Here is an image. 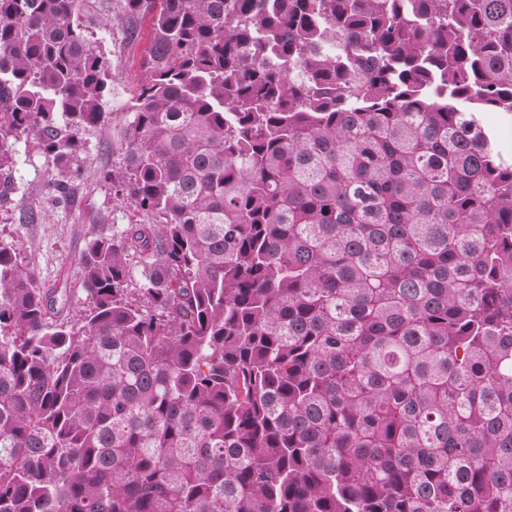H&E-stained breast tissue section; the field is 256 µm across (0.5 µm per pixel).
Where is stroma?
<instances>
[{
	"instance_id": "1",
	"label": "stroma",
	"mask_w": 512,
	"mask_h": 512,
	"mask_svg": "<svg viewBox=\"0 0 512 512\" xmlns=\"http://www.w3.org/2000/svg\"><path fill=\"white\" fill-rule=\"evenodd\" d=\"M89 41L112 63L111 82L105 109L120 111L150 76L149 48L154 39L151 16L126 21L115 0H88L81 17ZM134 36H127V26ZM82 149L69 162L45 157L36 141L19 139L9 166L0 169V185L11 192L0 200V237L12 241L30 259L42 287L58 288L64 280H76L75 259L87 237L113 225L126 224L137 217L136 211L113 196L104 175L112 168V129L89 128L81 132ZM80 165L83 179L76 203L68 208L55 206L48 193L50 182L60 177L67 164ZM36 212L32 224L19 221L21 208Z\"/></svg>"
}]
</instances>
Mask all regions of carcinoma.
<instances>
[{"instance_id":"obj_1","label":"carcinoma","mask_w":512,"mask_h":512,"mask_svg":"<svg viewBox=\"0 0 512 512\" xmlns=\"http://www.w3.org/2000/svg\"><path fill=\"white\" fill-rule=\"evenodd\" d=\"M85 2L0 0V166L109 123ZM119 7L141 218L74 322L0 239V512H512V0ZM484 127L492 134L494 142L507 160L512 158V120L501 112L483 111L479 113Z\"/></svg>"}]
</instances>
